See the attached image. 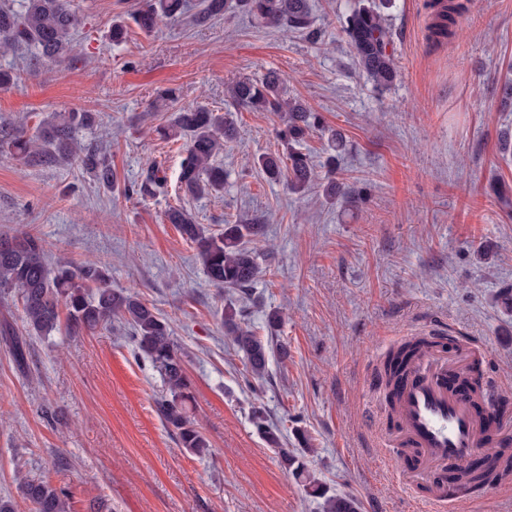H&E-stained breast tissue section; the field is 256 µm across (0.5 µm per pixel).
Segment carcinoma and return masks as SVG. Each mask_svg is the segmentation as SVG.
<instances>
[{"instance_id": "obj_1", "label": "carcinoma", "mask_w": 512, "mask_h": 512, "mask_svg": "<svg viewBox=\"0 0 512 512\" xmlns=\"http://www.w3.org/2000/svg\"><path fill=\"white\" fill-rule=\"evenodd\" d=\"M235 6L258 26L283 28L318 44L325 31L314 26L312 0H236ZM392 0H354L339 17V31L352 49L359 69L373 88L382 95L399 76L395 60L394 37L387 11ZM431 9L429 40L440 44L454 35L456 18L464 11L458 0H427ZM229 8L228 0H201L192 22L205 27ZM191 9L189 0H142L131 15L135 25L150 33L164 24L175 23ZM82 17L72 0H25L23 9L14 8L13 0H0V53L25 50L23 69L39 71L53 63L77 59V30ZM287 80L269 70L258 78H243L227 90L232 105L255 112L282 114L278 137L281 153L261 157L259 167L270 180L285 179L289 190L304 194L314 188L317 175L312 156L301 144L315 130L328 134V149L334 155L345 150L341 132L321 126L319 115L301 98L288 95ZM97 115L88 111L48 112L33 132L21 126L0 125V148L15 159L50 165L60 161L76 164L98 184L115 186L116 174L106 154L94 144H84L78 133L94 127ZM166 139L182 140L178 184L184 195L198 198L224 190V167L215 157L234 135L233 111L220 114L199 103L182 104L174 109L166 126L159 128ZM330 200L356 203L363 191L351 189L328 171L319 184ZM140 196H154L165 191V180L157 169L146 170L141 182L127 188ZM181 236L196 246L198 257L209 280L219 288L245 293L257 278L259 267L246 239L263 235L264 225L226 224L215 233L195 222L187 210L171 207L165 214ZM17 300L22 306L25 335L19 336L9 323L0 325L3 339L18 367L27 354V337H50L65 326L70 333L110 327L118 321L129 332L137 354L158 373L163 395L157 409L165 427L176 437L181 448L194 455H206L210 443L194 416L192 382L175 340L172 323L137 294L109 285L108 269L96 263L77 267L48 265L43 240L29 233L0 235V300ZM222 325L233 336L237 352L246 368L260 378L271 355L270 345L246 325L242 310L228 305L221 316ZM438 344L436 337L409 341L391 352L383 363L381 377L389 388L401 378L407 362L421 350ZM257 429L266 443L277 449L282 466L303 483L305 492L323 499V512H358L356 500L328 494L325 486L312 475L302 461L309 451L306 435L299 437L302 449L288 448L279 430L258 417ZM512 470V455L493 454L480 468L468 465L452 472L450 483L458 488H476L498 480L503 470ZM22 497L32 512H71V495L41 477H17Z\"/></svg>"}]
</instances>
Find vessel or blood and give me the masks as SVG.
<instances>
[{
  "label": "vessel or blood",
  "instance_id": "1",
  "mask_svg": "<svg viewBox=\"0 0 512 512\" xmlns=\"http://www.w3.org/2000/svg\"><path fill=\"white\" fill-rule=\"evenodd\" d=\"M471 361L469 352L460 350L451 355L437 348L424 351L409 368L396 415L402 429L390 438L389 444L415 448L421 468L435 470L450 462H464L493 433V422L480 420L474 411L480 404L493 407L492 392L485 389L467 396L448 388L449 373L469 369ZM463 504V493H449L438 484L425 508L436 512L446 505L459 508Z\"/></svg>",
  "mask_w": 512,
  "mask_h": 512
}]
</instances>
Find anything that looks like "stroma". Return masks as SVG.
<instances>
[{
	"mask_svg": "<svg viewBox=\"0 0 512 512\" xmlns=\"http://www.w3.org/2000/svg\"><path fill=\"white\" fill-rule=\"evenodd\" d=\"M468 2L455 37L432 48L424 0H394L400 75L381 97L337 30L348 0H313L327 33L318 45L235 8L203 28L185 18L116 44L113 18L139 0H75L83 25L73 63L24 72L18 54L0 55V69L21 72L18 86L0 89V123L23 118L32 129L48 110L96 112L80 137L110 147L117 175L110 189L71 164L0 156V235L41 237L54 266L105 264L112 287L169 317L211 444L203 457L179 447L156 412L158 374L118 331L33 340L23 371L0 341L1 497L31 512L21 472L70 484L75 512L93 500L111 512H322L265 443L258 410L289 447L296 432L309 435L306 464L329 492L353 496L362 512H423L416 494L432 485L406 481L416 461L385 446L397 424L378 377L386 353L415 336L478 347L481 385L499 388L494 415L512 419V314L498 302L512 287V218L490 195L496 177L512 188V157L499 146L512 133V106L500 101L512 79V0ZM269 70L345 135L336 176L364 189L363 203L269 180L257 159L280 151L281 120L246 110L218 157L223 191L174 194L180 144L155 132L170 118L151 109L155 93L176 88L181 102L222 111L230 84ZM152 166L166 192L125 194ZM177 205L216 231L262 220L263 236L248 243L261 268L248 296L209 283L195 246L165 219ZM230 303L288 348L287 358L271 354L264 377L248 373L225 334ZM275 311L283 320L271 328Z\"/></svg>",
	"mask_w": 512,
	"mask_h": 512,
	"instance_id": "stroma-1",
	"label": "stroma"
}]
</instances>
